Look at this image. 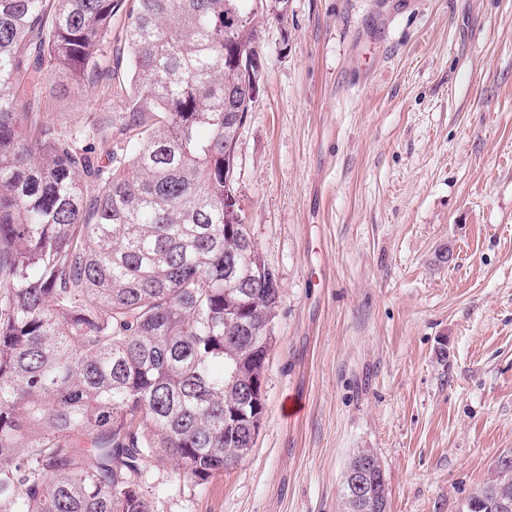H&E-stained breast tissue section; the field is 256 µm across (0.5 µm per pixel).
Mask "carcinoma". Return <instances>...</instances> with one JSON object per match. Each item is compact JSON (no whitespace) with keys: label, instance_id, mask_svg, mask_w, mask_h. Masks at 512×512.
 Segmentation results:
<instances>
[{"label":"carcinoma","instance_id":"1","mask_svg":"<svg viewBox=\"0 0 512 512\" xmlns=\"http://www.w3.org/2000/svg\"><path fill=\"white\" fill-rule=\"evenodd\" d=\"M256 15L0 0V512H154V460L199 486L253 447L280 288L224 150L263 80ZM87 85L120 107L59 127ZM507 457L475 491L507 504L489 512H512Z\"/></svg>","mask_w":512,"mask_h":512}]
</instances>
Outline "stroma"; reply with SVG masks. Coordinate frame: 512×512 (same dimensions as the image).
I'll return each mask as SVG.
<instances>
[{
  "label": "stroma",
  "instance_id": "stroma-1",
  "mask_svg": "<svg viewBox=\"0 0 512 512\" xmlns=\"http://www.w3.org/2000/svg\"><path fill=\"white\" fill-rule=\"evenodd\" d=\"M256 25L236 188L280 285L264 420L208 484L157 459L154 512H343L360 448L389 512H462L512 452V0H288ZM101 109L86 87L54 117Z\"/></svg>",
  "mask_w": 512,
  "mask_h": 512
}]
</instances>
